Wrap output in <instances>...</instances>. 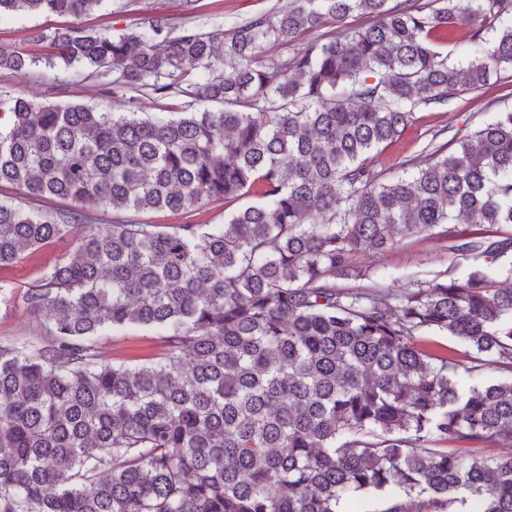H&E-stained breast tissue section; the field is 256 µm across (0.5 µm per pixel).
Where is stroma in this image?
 <instances>
[{
  "label": "stroma",
  "instance_id": "35a3bbf8",
  "mask_svg": "<svg viewBox=\"0 0 512 512\" xmlns=\"http://www.w3.org/2000/svg\"><path fill=\"white\" fill-rule=\"evenodd\" d=\"M291 0H101L96 9L73 21L67 16L19 14L0 19V50L17 51L38 58L37 66L18 74L0 70V99L24 97L37 103L83 104L125 111L128 99L135 98L145 112H177L180 96L161 97L147 91L125 89L113 92L112 81L89 75L88 71L63 64L48 66L46 57L54 48L49 40L55 31L80 26L113 34L148 26L158 18L174 27L196 28L204 32L231 30L256 15L287 8ZM512 107V71H501L490 85L458 92L447 105L418 110L402 138L385 149L375 170L380 180L394 174L392 165L418 157L431 138L447 142L472 134L492 121L498 112ZM74 241L58 239L21 263L0 269V340H19L31 345L40 340V322L27 315L23 292L41 270L57 257L72 253ZM459 261L450 254L445 241L422 236L404 240L388 252L369 250L360 257L387 285L406 287L415 280H427L452 270ZM98 343L113 362L136 366L157 360L164 352L157 330L130 326L108 332Z\"/></svg>",
  "mask_w": 512,
  "mask_h": 512
}]
</instances>
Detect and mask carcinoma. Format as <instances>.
Returning a JSON list of instances; mask_svg holds the SVG:
<instances>
[{
    "mask_svg": "<svg viewBox=\"0 0 512 512\" xmlns=\"http://www.w3.org/2000/svg\"><path fill=\"white\" fill-rule=\"evenodd\" d=\"M99 2L0 0V17ZM389 2L294 0L227 35L162 19L54 34L48 64L187 101L9 103L0 186L74 208L0 200V268L62 237L76 250L25 291L47 315L39 346L0 342V512H346L356 493L378 512H512V235L495 234L512 224V111L388 182L372 170L415 110L512 70V0ZM355 13L373 22L270 56ZM448 40L473 47L467 65L435 49ZM36 63L0 51L3 70ZM251 194L222 224L95 217ZM421 235L467 265L396 289L358 261ZM128 326L159 330L163 356L107 361L98 338ZM427 331L457 348L419 347Z\"/></svg>",
    "mask_w": 512,
    "mask_h": 512,
    "instance_id": "1",
    "label": "carcinoma"
}]
</instances>
